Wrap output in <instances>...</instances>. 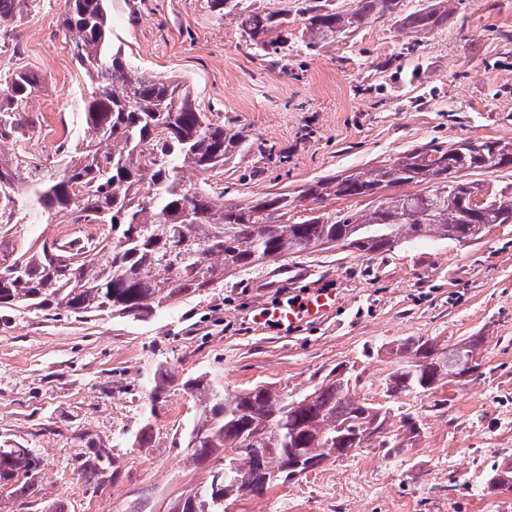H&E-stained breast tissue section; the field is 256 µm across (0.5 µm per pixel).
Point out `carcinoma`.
I'll return each instance as SVG.
<instances>
[{"label":"carcinoma","instance_id":"1","mask_svg":"<svg viewBox=\"0 0 512 512\" xmlns=\"http://www.w3.org/2000/svg\"><path fill=\"white\" fill-rule=\"evenodd\" d=\"M206 0L219 19L236 21L257 52L278 53L288 42V13L246 10L239 2ZM401 0H351L338 11L325 0H300L302 41L319 50L353 36L370 21L391 16L415 38L448 23L443 0L406 13ZM62 30L85 78L94 85L82 100L81 134L57 147V164L0 159V225L34 217L55 224H100L97 238L75 248L44 238L11 249L0 240V307L102 313L143 319L224 278L268 262L296 259L338 245L380 254L428 239L472 240L488 224H512V196L482 195L477 172L512 168V142L460 139L419 143L369 168L319 176L295 189L224 202L205 186L237 156L265 151L231 124L203 112L184 80L133 68L114 44L107 0H63ZM41 81L19 67L0 74V143L31 126L29 102ZM421 186L417 192L404 188ZM328 199H360L367 209L320 213ZM483 337L448 346L408 337L393 354L385 395H429L463 363L479 373ZM353 367L336 366L298 395L265 384L234 394L199 375L183 386L199 395L201 412L186 435L195 464L215 462L209 479L167 505V512H225L228 497H263L332 458L378 441L385 453L405 456L421 424L411 413L389 430L391 407L360 401ZM77 482L114 484L110 451L75 436ZM40 460L24 446L0 450V492L24 498L28 512H53L40 496ZM490 495L512 493V465L493 466L484 479Z\"/></svg>","mask_w":512,"mask_h":512}]
</instances>
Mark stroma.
Returning a JSON list of instances; mask_svg holds the SVG:
<instances>
[{
	"label": "stroma",
	"instance_id": "1",
	"mask_svg": "<svg viewBox=\"0 0 512 512\" xmlns=\"http://www.w3.org/2000/svg\"><path fill=\"white\" fill-rule=\"evenodd\" d=\"M112 37L130 64L186 79L213 120L272 145L212 179L225 199L296 188L360 169L420 142L512 141V0H448L444 26L407 49L395 19L312 51L291 38L259 55L204 0H108ZM61 0H26L0 16V72L24 66L42 79L34 126L5 154L45 164L80 131L88 92L54 19ZM336 290V312L284 333L256 324L278 290ZM409 336L454 344L483 337L480 374L433 394L396 399L421 433L405 457L368 442L265 497L231 498L226 512H512V494L486 495L491 465L512 462V224L470 241L415 242L363 256L341 247L225 279L142 319L0 308V440L41 460L44 500L61 512H134L150 496L165 512L186 486L207 481L183 439L200 414L190 377L232 393L256 383L295 394L340 364L362 381L355 395L385 402L394 350ZM164 368L166 393L151 401ZM153 434L130 442L143 422ZM112 451L120 479L97 495L74 479V434Z\"/></svg>",
	"mask_w": 512,
	"mask_h": 512
}]
</instances>
